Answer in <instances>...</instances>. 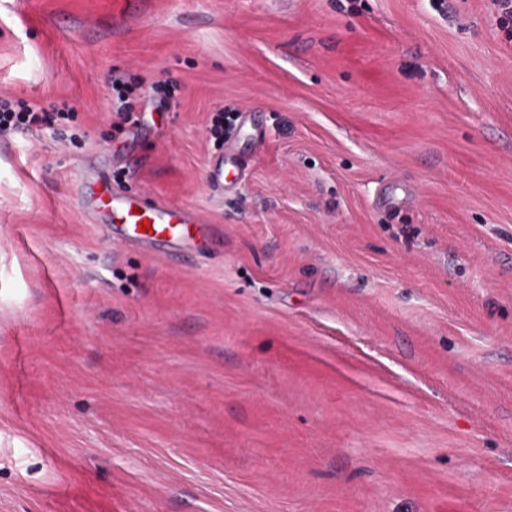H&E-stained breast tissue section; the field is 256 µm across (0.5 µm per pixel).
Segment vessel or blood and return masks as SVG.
<instances>
[{"label": "vessel or blood", "mask_w": 512, "mask_h": 512, "mask_svg": "<svg viewBox=\"0 0 512 512\" xmlns=\"http://www.w3.org/2000/svg\"><path fill=\"white\" fill-rule=\"evenodd\" d=\"M81 196L92 211L111 224L118 243L136 244L150 254L188 248L202 232V220L191 210L169 205H151L138 198L110 189L104 176L83 171ZM149 230H141V223Z\"/></svg>", "instance_id": "b4317fda"}]
</instances>
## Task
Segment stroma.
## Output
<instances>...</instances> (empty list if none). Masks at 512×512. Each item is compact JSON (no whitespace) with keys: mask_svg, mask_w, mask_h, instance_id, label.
I'll list each match as a JSON object with an SVG mask.
<instances>
[{"mask_svg":"<svg viewBox=\"0 0 512 512\" xmlns=\"http://www.w3.org/2000/svg\"><path fill=\"white\" fill-rule=\"evenodd\" d=\"M113 2L0 0V93L78 109L0 136V512H512L492 0ZM86 168L208 232L115 245ZM112 89L117 91L116 99L112 100V110L116 112L123 123L132 122L134 124L137 121V106L132 98V93L124 88V82L120 78L112 80Z\"/></svg>","mask_w":512,"mask_h":512,"instance_id":"35a3bbf8","label":"stroma"}]
</instances>
